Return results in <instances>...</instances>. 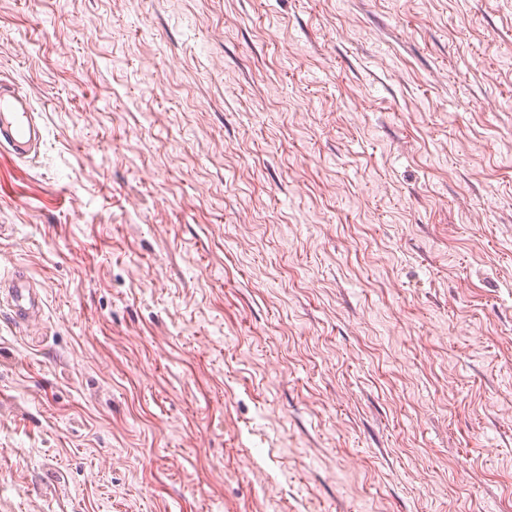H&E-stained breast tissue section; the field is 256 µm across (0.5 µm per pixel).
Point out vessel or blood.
Masks as SVG:
<instances>
[{
    "label": "vessel or blood",
    "mask_w": 512,
    "mask_h": 512,
    "mask_svg": "<svg viewBox=\"0 0 512 512\" xmlns=\"http://www.w3.org/2000/svg\"><path fill=\"white\" fill-rule=\"evenodd\" d=\"M44 138L29 97L16 85L0 81V151L29 158ZM0 308L16 326L28 325L43 312V298L32 280L16 272L0 273Z\"/></svg>",
    "instance_id": "1"
}]
</instances>
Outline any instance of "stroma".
Instances as JSON below:
<instances>
[{
  "instance_id": "obj_1",
  "label": "stroma",
  "mask_w": 512,
  "mask_h": 512,
  "mask_svg": "<svg viewBox=\"0 0 512 512\" xmlns=\"http://www.w3.org/2000/svg\"><path fill=\"white\" fill-rule=\"evenodd\" d=\"M0 512H512V0H0ZM43 127L29 97L16 85L0 81V150L24 160L35 154ZM42 305L43 298L32 280L13 271L2 274L0 269V307L18 328L42 314Z\"/></svg>"
}]
</instances>
